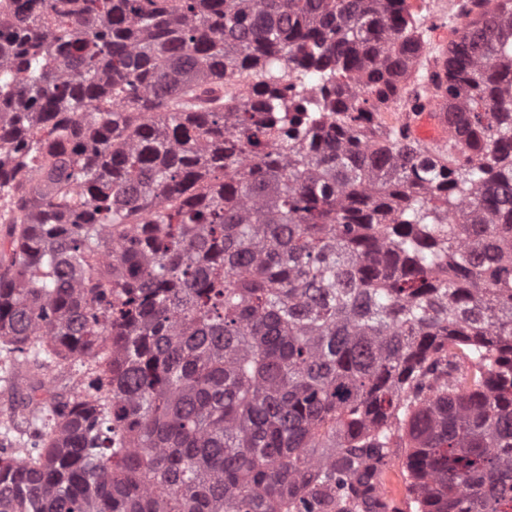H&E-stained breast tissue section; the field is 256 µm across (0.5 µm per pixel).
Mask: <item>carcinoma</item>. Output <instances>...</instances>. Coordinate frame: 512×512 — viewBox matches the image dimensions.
<instances>
[{
  "instance_id": "carcinoma-1",
  "label": "carcinoma",
  "mask_w": 512,
  "mask_h": 512,
  "mask_svg": "<svg viewBox=\"0 0 512 512\" xmlns=\"http://www.w3.org/2000/svg\"><path fill=\"white\" fill-rule=\"evenodd\" d=\"M0 0V347L100 370L0 512H512V0ZM450 127L432 154L410 124ZM459 1L463 0H424L411 9L418 17L425 18L426 49L422 57L425 67L433 65L435 58L448 49V42L464 31L467 19L458 16ZM393 450L395 454L380 480L379 495L386 505L385 512H412L415 508L409 491L410 479L403 465L405 449Z\"/></svg>"
}]
</instances>
